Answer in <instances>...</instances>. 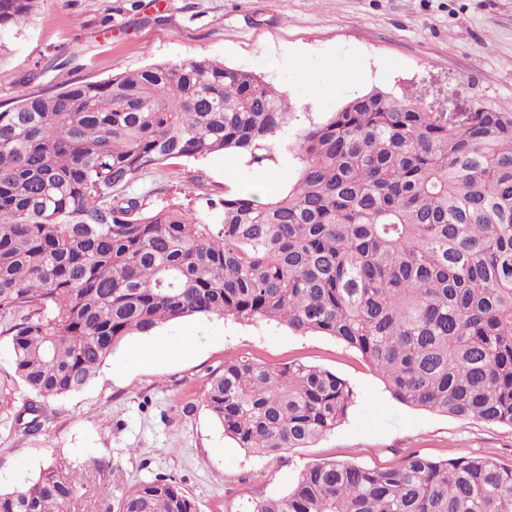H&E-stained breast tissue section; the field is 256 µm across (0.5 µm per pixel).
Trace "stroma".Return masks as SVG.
<instances>
[{"mask_svg": "<svg viewBox=\"0 0 512 512\" xmlns=\"http://www.w3.org/2000/svg\"><path fill=\"white\" fill-rule=\"evenodd\" d=\"M210 57L261 75L284 94L288 123L274 154L301 130L371 89L464 114L512 113V0H41L38 15L0 31V107L103 81L155 63ZM296 170L212 154L142 172L131 192L147 208L176 206L219 221L210 201L255 192ZM302 362L344 379L346 418L280 459L238 448L203 398L225 361ZM435 460L491 457L512 465V428L404 405L362 358L332 336L274 322L189 317L128 337L81 392L49 401L40 433L0 418V490L66 461L78 484L68 512H116L132 485L175 479L198 512H252L285 495L305 467L340 460L371 468L410 452ZM108 482L110 494L99 490Z\"/></svg>", "mask_w": 512, "mask_h": 512, "instance_id": "1", "label": "stroma"}]
</instances>
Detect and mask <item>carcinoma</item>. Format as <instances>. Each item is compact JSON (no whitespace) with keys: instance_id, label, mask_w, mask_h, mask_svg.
<instances>
[{"instance_id":"cac0c4a2","label":"carcinoma","mask_w":512,"mask_h":512,"mask_svg":"<svg viewBox=\"0 0 512 512\" xmlns=\"http://www.w3.org/2000/svg\"><path fill=\"white\" fill-rule=\"evenodd\" d=\"M40 0H0V28ZM281 92L207 57L156 63L0 110V319L38 412L87 387L127 337L186 317L274 321L357 350L399 402L512 428V113L461 118L374 88L305 128L297 180L265 202L224 194L210 223L126 190L173 158L272 159ZM354 402L316 366L232 358L204 406L246 451L276 458L333 431ZM51 463L0 490V512H63ZM116 512H197L177 481L140 483ZM253 512H512V467L483 456L394 467L310 465Z\"/></svg>"}]
</instances>
